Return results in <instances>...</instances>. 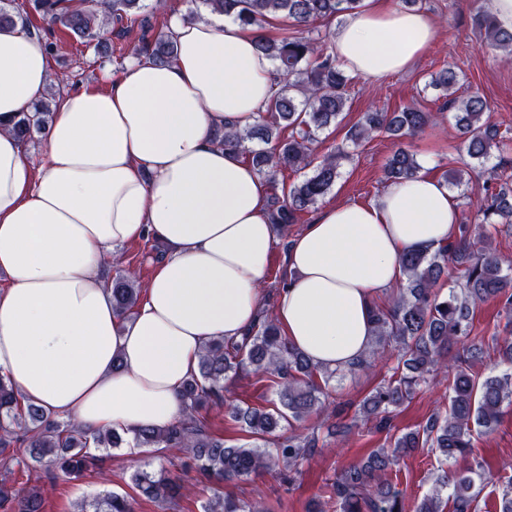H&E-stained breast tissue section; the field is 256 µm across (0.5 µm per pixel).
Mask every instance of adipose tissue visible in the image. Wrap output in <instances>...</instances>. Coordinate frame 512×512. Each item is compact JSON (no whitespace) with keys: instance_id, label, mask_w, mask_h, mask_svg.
<instances>
[{"instance_id":"1","label":"adipose tissue","mask_w":512,"mask_h":512,"mask_svg":"<svg viewBox=\"0 0 512 512\" xmlns=\"http://www.w3.org/2000/svg\"><path fill=\"white\" fill-rule=\"evenodd\" d=\"M167 32L173 62L135 58L57 97L37 164L14 126L42 98L52 58L29 31L0 27V374L22 403L90 434L182 418L203 347L255 324L276 243L268 179L216 142L278 89L257 29L179 5ZM436 36L428 13L365 0L332 47L346 70L378 78ZM458 225L455 195L424 169L371 202L323 208L288 242L274 317L289 344L322 370L356 368L375 300L404 278L401 254L455 240ZM146 239L163 257L129 317L101 263Z\"/></svg>"}]
</instances>
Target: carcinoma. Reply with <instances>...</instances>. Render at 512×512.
Instances as JSON below:
<instances>
[{
	"label": "carcinoma",
	"mask_w": 512,
	"mask_h": 512,
	"mask_svg": "<svg viewBox=\"0 0 512 512\" xmlns=\"http://www.w3.org/2000/svg\"><path fill=\"white\" fill-rule=\"evenodd\" d=\"M88 7L67 0H29L33 11L51 26L59 25L85 46H101V32L110 24L125 21L149 26L143 16V0H93ZM196 8L212 14H232L243 25L258 29L273 20L291 19L299 27L293 34L279 38L260 34L258 48L271 58L279 77V89L255 123L240 131L228 129L218 139L225 148L242 151L258 170L269 178L288 168L301 171L311 168L304 179L291 186L282 197L271 198L272 221L284 226L298 222L299 214L327 195L339 177V166L349 158L338 147L319 163L312 164L311 145L318 134L336 124L346 107L351 79L346 76L333 53L324 47V39L311 25L361 6V0H193ZM21 25L36 36L39 27L28 11L13 7L12 0H0V26ZM476 24L484 41L512 54V31L502 28L487 12ZM129 57L146 58L156 63H170L176 49L165 34L149 39L145 36L125 49ZM458 74L445 68L431 76L432 86L442 92L445 105L454 110L456 125L465 137L468 157L486 175L481 204L482 223L492 228L512 224V186L498 183V170L504 164L507 144L496 125L490 123L486 99L471 95L454 96ZM51 111V100L44 99L15 125L16 135L27 140L44 125ZM431 113L405 108L391 114L367 112L349 131L357 143L378 132L398 139L411 136L426 126ZM291 134L284 138V129ZM257 142L261 147L246 148ZM419 169L416 156L398 149L387 165V179H407ZM405 283L387 308L372 313V343L363 369L370 361L385 356L388 348L397 350L395 376L378 385L363 400L360 413L381 424L395 408L413 398L417 390L438 373H446L442 354L449 346L468 335L475 309L490 298L503 302L512 316V260L485 247L476 250L469 226L460 227L459 238L431 252L406 253L401 258ZM461 268L459 282L439 298L433 289L446 272L448 263ZM138 299L136 275L130 270L112 279V300L123 313L132 311ZM249 364L260 374L280 377L276 407L267 411L256 407L230 406L228 412L250 437L266 439L284 425L302 420L320 404L321 386L315 382L319 368L300 351L288 344L274 320L263 317L256 333H248L238 342L214 339L200 355L197 371L185 382L182 397L185 415L166 430L145 428L123 437L112 430L87 435L77 423L56 421L34 404H22L10 380L0 374V460L8 467L15 464L26 474L27 481L41 479V471L57 470L78 477L94 459L93 448H187L190 456L184 467L205 476L246 481L272 464L283 463L291 470L310 456L317 447L313 436L288 437L273 448L257 445L228 446L224 440L208 435L201 427L199 412L208 404L224 406V376ZM452 395L448 413L431 418L422 430L396 437L393 448L371 452L367 459L352 465L336 476L329 487V499L338 512H405L401 493L382 476L398 459L429 448L444 461L466 460L471 437L476 430L488 431L500 419L504 402L512 399V373L479 377L472 371L470 357L457 359L453 367ZM483 464L462 469L444 470L434 480L431 493L416 506V512H444L452 503V512H477L476 479L483 478ZM137 493L152 502L173 504L181 485L164 468L141 470L134 475ZM13 492L0 486V512H44V499L37 486L30 487L11 506ZM81 512H133L127 497L112 492L98 495L81 504ZM206 512H258L257 506L224 496L217 490Z\"/></svg>",
	"instance_id": "cac0c4a2"
}]
</instances>
